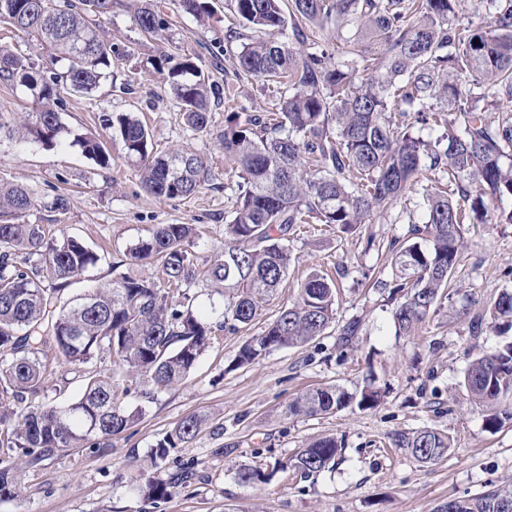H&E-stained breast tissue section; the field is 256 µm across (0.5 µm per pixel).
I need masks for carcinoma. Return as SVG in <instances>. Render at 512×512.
Segmentation results:
<instances>
[{
  "label": "carcinoma",
  "mask_w": 512,
  "mask_h": 512,
  "mask_svg": "<svg viewBox=\"0 0 512 512\" xmlns=\"http://www.w3.org/2000/svg\"><path fill=\"white\" fill-rule=\"evenodd\" d=\"M244 32L237 74L263 79L280 91L275 116L231 112L219 139L224 159L237 175L232 220L224 225V248L202 263L193 254L199 239L194 224H157L112 262L118 271L106 288L77 302L58 304L72 280L99 260L74 237H48L46 224L20 222L41 207L64 214L68 199L56 194L38 202L20 184L0 182V428L6 427L14 461L0 459V501L19 496L21 473L64 448L112 447V436L129 429L139 407L121 402L127 377L153 390L182 383L209 348L217 331L249 325L261 303L273 297L295 263L288 235L297 224H334L353 233L379 218L428 169L437 175L422 186L409 239L390 243L391 265L400 272L394 287L403 301L393 318L411 335L442 304L444 288L466 248L463 224H484L492 206L512 199V110L489 120L479 102H512V0H486L490 24L464 35L451 19L462 0H232ZM115 0H0V24L40 42L51 64L65 71L46 78L25 58L0 47V81L22 86L41 104L29 113L21 141L54 146L64 131L54 104L61 95L90 94L112 68V44L100 33L99 17ZM182 12L202 22L205 0H179ZM134 20L146 36L164 28L153 0H136ZM356 26L345 37L342 29ZM333 37L324 36L329 27ZM292 29L299 44L262 37ZM167 72L186 124L198 133L211 128L214 87L187 55L163 54L152 63ZM480 92L475 94L473 89ZM452 116L448 132L433 137L441 117ZM125 157L138 168L144 189L162 200H182L208 181L206 159L188 149L149 151L147 127L134 115L112 121ZM74 144L107 168L112 151L94 135ZM155 266L161 278L143 276L134 266ZM224 293V309L203 312L192 288ZM337 286L314 269L299 285L295 300L256 336L245 341L231 367L253 364L273 349L302 346L336 322ZM493 327L512 330V292L491 304ZM48 327L56 357L77 371L92 362L106 368L86 379L82 394L61 405L39 404L49 388V364L41 357L42 328ZM463 386L482 407L489 427L512 419V343L477 354ZM382 393L368 379L359 395L338 386L307 391L290 401L289 417L330 414L351 405L375 407ZM206 418L189 415L157 440L152 463L191 445ZM400 447L426 463L451 448L449 436L421 429L402 434ZM342 442L320 437L288 462L267 467L242 465L244 484L269 481L287 468L308 477L341 454ZM187 462L168 479L136 488L145 499L163 498L193 474ZM461 509L437 512H498L512 499L511 486L491 485L464 495Z\"/></svg>",
  "instance_id": "1"
}]
</instances>
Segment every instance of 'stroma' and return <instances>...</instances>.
I'll use <instances>...</instances> for the list:
<instances>
[{
    "instance_id": "1",
    "label": "stroma",
    "mask_w": 512,
    "mask_h": 512,
    "mask_svg": "<svg viewBox=\"0 0 512 512\" xmlns=\"http://www.w3.org/2000/svg\"><path fill=\"white\" fill-rule=\"evenodd\" d=\"M156 2L167 21L158 40H146L131 10L116 9L102 18V35L113 49L112 74L91 95L63 96L57 110L67 132L58 147L0 139V181L28 186L46 201L57 193L68 197L66 213L34 209L28 221L48 224L53 237L80 239L99 256L65 290L68 298L111 283L114 256L157 224L198 225L195 252L199 260L209 259L224 244L237 182L217 134L228 113L243 108L271 114L279 103L262 79L235 74L240 42L231 0H207L212 16L203 25L183 14L178 0ZM163 51L193 57L221 87L211 134L191 131L168 84L149 72L147 59ZM37 108L25 88L0 82L1 126L19 127ZM125 112L142 119L155 148L185 147L204 156L210 183L186 200L157 199L144 191L120 143H113L107 168L74 144V135L104 134L103 118ZM408 223L370 225L375 235L370 247L364 237L337 233L332 224L301 225L290 237L295 266L248 327L219 333L190 376L154 399L143 400L131 390L126 404L143 405L144 413L113 436L111 448L102 453L67 448L26 469L23 492L0 501V512H436L448 498L478 493L487 484L512 486V420L488 429L462 387L476 354L512 343V332L499 336L487 329L475 337L469 330L472 316L488 315L489 303L512 291V224L465 225L468 246L448 288L449 308L462 310V318L449 320V309H443L415 335L404 336L393 320L396 303L386 284L395 270L386 253L391 240L405 238ZM313 268L340 275L335 327L304 346L276 349L231 369L240 346L294 300ZM353 319L361 322L358 334L342 344L337 328ZM370 375L384 393L375 408L352 406L315 417L283 414L288 402L307 390L335 384L353 393ZM190 414L210 416L211 428L168 463L152 466L153 445ZM423 428L451 437L447 457L422 463L396 446V434ZM324 435L345 444L333 468L307 478L288 469L254 485L238 480L239 466L288 460ZM189 461L195 464L192 479L175 485L167 498L155 502L137 494L138 485L168 477Z\"/></svg>"
}]
</instances>
